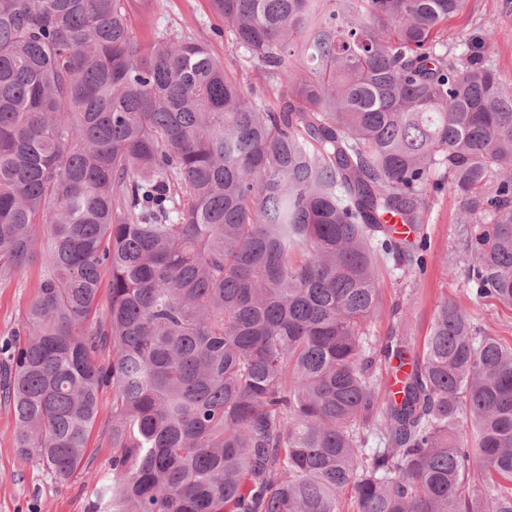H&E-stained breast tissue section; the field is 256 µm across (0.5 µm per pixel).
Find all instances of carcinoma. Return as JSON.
I'll use <instances>...</instances> for the list:
<instances>
[{
    "mask_svg": "<svg viewBox=\"0 0 512 512\" xmlns=\"http://www.w3.org/2000/svg\"><path fill=\"white\" fill-rule=\"evenodd\" d=\"M153 2L0 0V279L46 267L0 349L18 453L70 479L106 386L92 512H512V346L446 299L383 386L409 340L367 333L379 257L425 260L381 219L425 223L437 171L512 307V89L444 38L468 0H210L273 103L139 40Z\"/></svg>",
    "mask_w": 512,
    "mask_h": 512,
    "instance_id": "1",
    "label": "carcinoma"
}]
</instances>
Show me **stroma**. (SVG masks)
I'll return each mask as SVG.
<instances>
[{
	"label": "stroma",
	"mask_w": 512,
	"mask_h": 512,
	"mask_svg": "<svg viewBox=\"0 0 512 512\" xmlns=\"http://www.w3.org/2000/svg\"><path fill=\"white\" fill-rule=\"evenodd\" d=\"M220 21L209 0H158L147 14L134 16L132 26L140 40L174 35L206 40L210 50L236 72L243 85L260 98L275 101L277 89L245 61V54L225 38L216 36ZM451 36L470 40L492 61L500 79L512 86V0H469L465 13L449 24ZM426 221L416 238L426 239L425 269L414 263L381 259L379 278L381 314L369 325L370 336L382 338L406 326L411 356H418L428 336L438 304L455 299L469 310L478 326L504 344H512V308L492 300L473 302L465 277L462 204L450 186L428 190L424 196ZM44 272L34 262L12 278L0 281V345L12 341ZM112 418V391L99 392V413L82 464L66 482L56 481L37 460L20 456L14 446L15 420L0 404V512H91L92 491L98 477L109 472L112 450L105 428Z\"/></svg>",
	"instance_id": "35a3bbf8"
}]
</instances>
